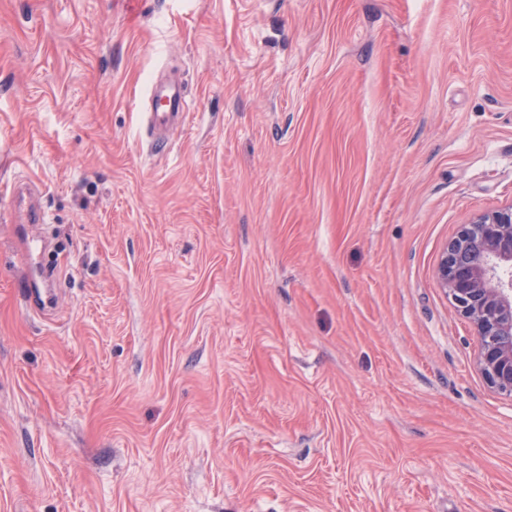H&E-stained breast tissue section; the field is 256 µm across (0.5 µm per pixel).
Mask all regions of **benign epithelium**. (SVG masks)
Returning <instances> with one entry per match:
<instances>
[{
    "label": "benign epithelium",
    "instance_id": "benign-epithelium-1",
    "mask_svg": "<svg viewBox=\"0 0 512 512\" xmlns=\"http://www.w3.org/2000/svg\"><path fill=\"white\" fill-rule=\"evenodd\" d=\"M512 205L482 213L446 247L440 284L479 338L480 370L512 399Z\"/></svg>",
    "mask_w": 512,
    "mask_h": 512
}]
</instances>
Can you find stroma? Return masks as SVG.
I'll use <instances>...</instances> for the list:
<instances>
[{"mask_svg": "<svg viewBox=\"0 0 512 512\" xmlns=\"http://www.w3.org/2000/svg\"><path fill=\"white\" fill-rule=\"evenodd\" d=\"M13 186L57 296L0 222V512H512L437 277L512 205V0H0ZM153 102L158 100L163 107L171 112H150L149 119L153 128H160L166 125L168 115H177L185 105V93L181 87L169 85L165 88L159 89L155 84L151 90Z\"/></svg>", "mask_w": 512, "mask_h": 512, "instance_id": "35a3bbf8", "label": "stroma"}]
</instances>
